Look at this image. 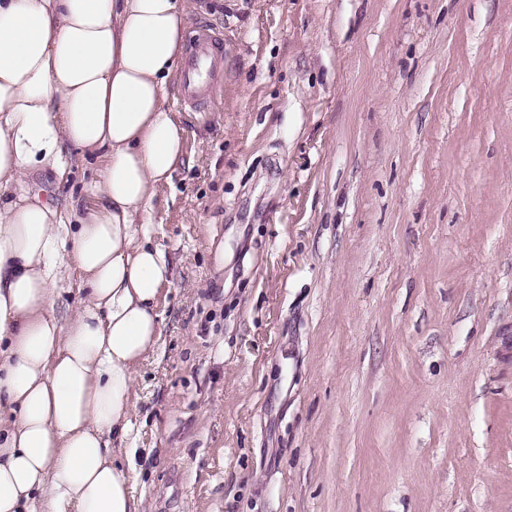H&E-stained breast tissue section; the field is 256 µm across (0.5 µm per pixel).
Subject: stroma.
I'll use <instances>...</instances> for the list:
<instances>
[{"instance_id": "1", "label": "stroma", "mask_w": 512, "mask_h": 512, "mask_svg": "<svg viewBox=\"0 0 512 512\" xmlns=\"http://www.w3.org/2000/svg\"><path fill=\"white\" fill-rule=\"evenodd\" d=\"M183 4L224 55L141 228L144 512H512V0Z\"/></svg>"}]
</instances>
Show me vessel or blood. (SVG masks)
<instances>
[{
    "instance_id": "obj_1",
    "label": "vessel or blood",
    "mask_w": 512,
    "mask_h": 512,
    "mask_svg": "<svg viewBox=\"0 0 512 512\" xmlns=\"http://www.w3.org/2000/svg\"><path fill=\"white\" fill-rule=\"evenodd\" d=\"M224 42L222 33L204 30L192 38L190 53L183 62L180 73V104L197 109L214 91L217 51Z\"/></svg>"
}]
</instances>
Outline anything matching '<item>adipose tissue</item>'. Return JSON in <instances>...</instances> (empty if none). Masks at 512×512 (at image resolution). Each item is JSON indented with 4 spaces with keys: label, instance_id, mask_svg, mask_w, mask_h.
<instances>
[{
    "label": "adipose tissue",
    "instance_id": "adipose-tissue-1",
    "mask_svg": "<svg viewBox=\"0 0 512 512\" xmlns=\"http://www.w3.org/2000/svg\"><path fill=\"white\" fill-rule=\"evenodd\" d=\"M187 27L183 0H0V512H143L114 442L172 277L137 226L186 160L168 87ZM68 154L97 160L92 200L14 192ZM57 288L60 289L56 291L55 295L54 314L58 319L64 321L72 315L79 297L82 295L79 289V279L73 275L65 279Z\"/></svg>",
    "mask_w": 512,
    "mask_h": 512
}]
</instances>
